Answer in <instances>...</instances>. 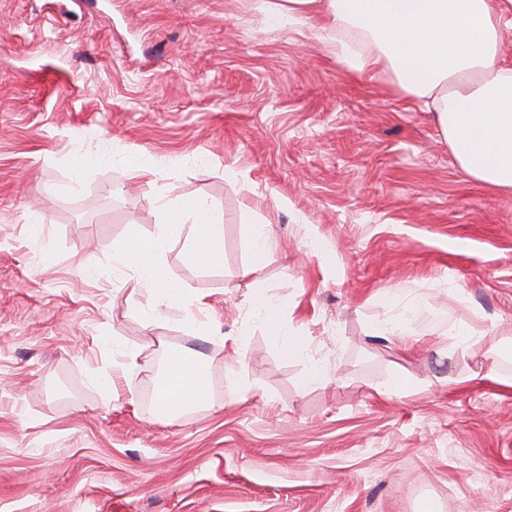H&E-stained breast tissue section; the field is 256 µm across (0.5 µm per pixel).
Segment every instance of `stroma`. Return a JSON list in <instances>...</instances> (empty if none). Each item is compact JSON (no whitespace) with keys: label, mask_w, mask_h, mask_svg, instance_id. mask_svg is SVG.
<instances>
[{"label":"stroma","mask_w":512,"mask_h":512,"mask_svg":"<svg viewBox=\"0 0 512 512\" xmlns=\"http://www.w3.org/2000/svg\"><path fill=\"white\" fill-rule=\"evenodd\" d=\"M309 29L268 28L261 0H0V512H512V387L490 377L512 376V195ZM194 197L224 259L172 238L201 304L146 320L113 254ZM185 348L211 398L167 417ZM252 305L256 314L264 320L270 329V335L276 344L280 346L285 355H295L302 347V340L292 336L287 329L281 326L277 319L274 306L267 296L261 292H255L252 296Z\"/></svg>","instance_id":"obj_1"}]
</instances>
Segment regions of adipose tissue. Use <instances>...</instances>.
<instances>
[{
	"label": "adipose tissue",
	"mask_w": 512,
	"mask_h": 512,
	"mask_svg": "<svg viewBox=\"0 0 512 512\" xmlns=\"http://www.w3.org/2000/svg\"><path fill=\"white\" fill-rule=\"evenodd\" d=\"M319 15L367 35L372 49L365 55L336 45L337 59L352 75L389 70L400 90L435 114L458 167L512 194V58L502 54L504 34L512 30V0H286L268 10L266 23L302 25ZM162 209L157 234L124 244L116 259L143 273L154 306L188 308L185 288L169 278L160 257L182 234L185 263L221 264L224 219L202 199L166 202ZM209 397L206 366L196 354L181 353L167 368L159 405L177 413Z\"/></svg>",
	"instance_id": "ef3b65f1"
}]
</instances>
